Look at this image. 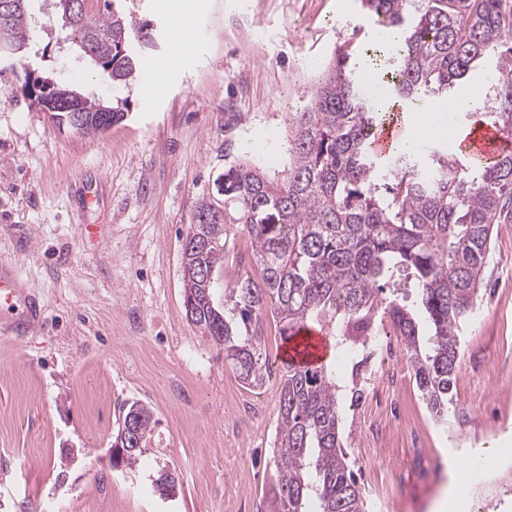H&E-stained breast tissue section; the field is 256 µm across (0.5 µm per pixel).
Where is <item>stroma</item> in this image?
I'll use <instances>...</instances> for the list:
<instances>
[{
    "label": "stroma",
    "instance_id": "1",
    "mask_svg": "<svg viewBox=\"0 0 512 512\" xmlns=\"http://www.w3.org/2000/svg\"><path fill=\"white\" fill-rule=\"evenodd\" d=\"M148 24L137 78L112 84L82 58L45 0H31L23 67L0 70V265L14 268L23 311L0 316V512H263L274 466L278 379L245 388L186 316L182 243L194 205L230 158L288 168V113L305 105L339 48L370 66L378 39L358 0H116ZM188 8L196 47L175 58L171 16ZM170 66L146 100L143 77ZM125 117L89 137L57 127L16 92L24 69ZM512 224L496 225L476 311L461 323V354L446 423H436L413 370L394 389L423 432L422 448L394 432L390 456L366 459L369 423L385 411L360 402L364 364L331 348L341 435L368 512H430L449 461L474 448L512 457ZM156 423L138 462L112 466L124 403ZM176 474L175 498L153 481Z\"/></svg>",
    "mask_w": 512,
    "mask_h": 512
}]
</instances>
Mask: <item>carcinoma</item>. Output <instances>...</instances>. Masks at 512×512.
Listing matches in <instances>:
<instances>
[{
	"label": "carcinoma",
	"mask_w": 512,
	"mask_h": 512,
	"mask_svg": "<svg viewBox=\"0 0 512 512\" xmlns=\"http://www.w3.org/2000/svg\"><path fill=\"white\" fill-rule=\"evenodd\" d=\"M0 16L10 56L27 46L29 0H13ZM80 47L112 52L114 82L138 68L135 27L118 11L94 19L87 8L66 17ZM388 32L383 57L393 94L413 107L454 100L512 135V0H361ZM339 51L321 72L307 106L288 113L286 177L235 162L196 202L182 244L184 301L195 302L193 324L224 351L252 388L268 380L261 317L271 313L288 340L317 325L346 348L390 325L401 338L416 384L436 422L448 419L458 367L459 326L475 309L484 283L494 227L512 223V151L490 165L436 152L424 159L395 151L372 157V134L384 113L359 93L366 73ZM489 66L491 96L468 94L470 72ZM247 232L250 254L238 256L234 282L216 305L217 274ZM413 289L428 324L422 333L406 305ZM273 443L275 475L266 512H365L364 498L340 433L335 368L283 363ZM140 404L134 440L123 463L134 465L153 429Z\"/></svg>",
	"instance_id": "cac0c4a2"
}]
</instances>
